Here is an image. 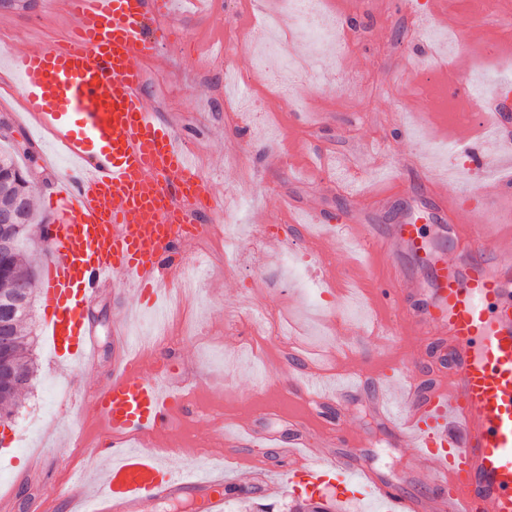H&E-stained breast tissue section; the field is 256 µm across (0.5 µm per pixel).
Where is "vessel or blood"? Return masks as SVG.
<instances>
[{"label":"vessel or blood","mask_w":512,"mask_h":512,"mask_svg":"<svg viewBox=\"0 0 512 512\" xmlns=\"http://www.w3.org/2000/svg\"><path fill=\"white\" fill-rule=\"evenodd\" d=\"M73 21L65 44L10 59L21 79L27 114L51 131L70 166L55 192V218L43 227L53 256L43 285L45 334L53 353L84 366L98 354L96 331L82 311L101 288L120 279L135 297L151 292L161 311L165 285L180 269L183 242L200 229L210 208L206 183L196 173L182 136L148 106L140 60L153 57L164 30L158 20L168 0H61ZM465 245L459 258L441 262L426 307L410 305L404 291L386 284L382 300L406 312L415 335L447 337L452 364L447 382L417 393L406 387L405 416L390 438L409 444L416 463L444 495L404 497L361 479L343 437L336 453L310 464L309 426L295 422L288 455L299 483L319 489L336 478L342 493L373 495L401 512H512V241L487 225L457 226ZM359 251L382 242L420 251L418 225H393L387 239L363 224L344 228ZM120 358L110 382L91 402L107 438L94 453L99 480L78 476L66 494L69 512H141L151 500L202 496L207 512H224V485L210 466L170 468L152 448L171 428L184 386L174 373L146 377L128 332H119ZM301 397L342 398L320 378L293 380Z\"/></svg>","instance_id":"1"}]
</instances>
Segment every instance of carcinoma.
<instances>
[{
	"instance_id": "carcinoma-1",
	"label": "carcinoma",
	"mask_w": 512,
	"mask_h": 512,
	"mask_svg": "<svg viewBox=\"0 0 512 512\" xmlns=\"http://www.w3.org/2000/svg\"><path fill=\"white\" fill-rule=\"evenodd\" d=\"M18 197L26 198L19 224L21 245L16 253L7 257L0 256V292L6 293L18 278L35 283L36 267L25 257L28 244L33 241L34 228L43 224L35 206L34 188L25 179L12 153L0 150V206L11 205ZM33 299H28L25 308L16 314L11 325L14 344L8 352L0 353V360L13 366L32 381L35 364L30 353V341L26 333V324L30 318ZM27 387L19 386L8 374L0 373V423H6L16 414V407ZM336 502L311 499L296 500L288 506V512H335Z\"/></svg>"
}]
</instances>
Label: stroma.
<instances>
[{"label":"stroma","instance_id":"1","mask_svg":"<svg viewBox=\"0 0 512 512\" xmlns=\"http://www.w3.org/2000/svg\"><path fill=\"white\" fill-rule=\"evenodd\" d=\"M429 0H323L336 22L332 51L308 45L285 12V0H209L197 15L180 6L165 20L170 35L154 57L142 60L146 96L191 149L212 196L245 207L209 214L205 223L233 226L231 265H212L192 301L202 338L185 336L154 346L141 361L144 373L176 363L190 379L189 419L158 442L170 465L194 467L214 461L223 449L219 427H254L262 439L238 448L247 466L224 461V497L287 512L293 492L285 450L292 439L290 415L313 419L309 457L326 449L324 427L310 403L295 404L285 381L319 371L325 380L356 370L366 396L344 400L339 409L345 435L370 438L361 461L374 479L391 483L404 475L402 490L432 496L434 481L416 468L406 446L393 445L368 396L384 393L390 408L400 398L389 377L402 372L416 387L448 371L435 336L400 334L385 340L380 329L394 313L381 301L380 285L407 274L409 291L428 288L429 266L403 251L353 253L348 241L319 238L294 223L300 208L316 209L328 224H374L381 229L418 220L435 254L456 258L460 246L451 225H512V201L501 199L492 170L474 166V145L488 140L491 114L458 126L453 113L462 99L444 90L484 77L491 95L512 110V82L498 73L512 63V12L475 20L477 0H443L440 18L427 16ZM71 26L43 0H0V148L29 149L18 159L36 186V208L54 219L50 200L67 159L54 138L24 116L22 88L8 61L23 52L66 39ZM231 44L230 55L220 54ZM297 52L311 67L297 86L296 100L283 97L269 77L283 54ZM256 97L261 111L228 117L226 98ZM465 130L471 149L441 151L439 127ZM457 198L449 219L437 206L440 190ZM124 283L112 284L85 312L99 333L100 358L93 369L54 359L46 341L44 304L35 297L28 321L36 378L14 419L0 436V512H64L56 498L61 473L72 466L66 435L92 422L88 398L109 380L113 337L144 329L149 313L132 308ZM266 318L268 339L250 344L254 315ZM274 435L277 446L266 438ZM275 468L274 493L254 483L252 465Z\"/></svg>","mask_w":512,"mask_h":512}]
</instances>
